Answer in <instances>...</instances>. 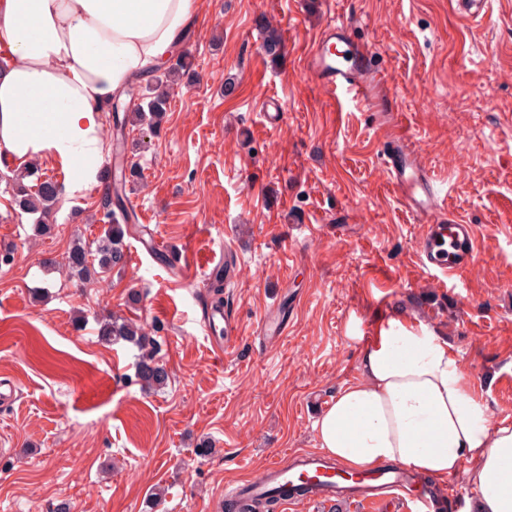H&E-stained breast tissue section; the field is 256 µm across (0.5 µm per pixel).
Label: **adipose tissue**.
Here are the masks:
<instances>
[{"instance_id": "ef3b65f1", "label": "adipose tissue", "mask_w": 512, "mask_h": 512, "mask_svg": "<svg viewBox=\"0 0 512 512\" xmlns=\"http://www.w3.org/2000/svg\"><path fill=\"white\" fill-rule=\"evenodd\" d=\"M193 20V0H0V152L19 168L56 157L72 170L68 196L99 184L103 113ZM314 429L350 469L459 475L476 492L465 512H512V423L491 421L460 359L417 315L379 324Z\"/></svg>"}]
</instances>
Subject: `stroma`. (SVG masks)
Here are the masks:
<instances>
[{
  "label": "stroma",
  "instance_id": "1",
  "mask_svg": "<svg viewBox=\"0 0 512 512\" xmlns=\"http://www.w3.org/2000/svg\"><path fill=\"white\" fill-rule=\"evenodd\" d=\"M194 11L180 51L196 76L169 86L160 131L119 133L104 120L108 152L140 172L126 187L154 240L140 262L70 278L73 244L102 233L101 195L60 197L50 231L37 232L11 203L13 165L0 155V250L13 252L0 265V377L19 392L0 407V512L63 501L71 512H224L225 485L318 450L314 400L355 378L366 345L348 336L353 317L366 332L416 308L493 420L512 422V25H465L448 0H194ZM332 16L385 63L393 111L314 89L303 56ZM269 26L283 43L275 58L263 49ZM265 95L282 102L274 129L258 110ZM398 133L481 237L474 272L450 297L428 284L422 226L380 164ZM176 247L236 262L224 309L241 335L228 355L204 329L205 276L155 257ZM273 308L288 326L266 342ZM108 314L156 327L164 390L137 383L135 345L99 340Z\"/></svg>",
  "mask_w": 512,
  "mask_h": 512
}]
</instances>
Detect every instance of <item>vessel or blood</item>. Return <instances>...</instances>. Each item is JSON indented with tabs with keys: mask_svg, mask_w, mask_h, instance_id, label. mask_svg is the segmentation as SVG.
I'll use <instances>...</instances> for the list:
<instances>
[{
	"mask_svg": "<svg viewBox=\"0 0 512 512\" xmlns=\"http://www.w3.org/2000/svg\"><path fill=\"white\" fill-rule=\"evenodd\" d=\"M489 3L450 0L458 19L467 25L487 18ZM304 61L314 88L330 100L346 98L370 104L389 96L384 68L376 64L369 44L354 37L349 24L328 22L308 45ZM381 160L390 188L406 211L423 224L417 239L422 266L436 271L442 286L470 274L478 251L476 229L451 211L420 146L410 138L396 136L384 144ZM223 321L220 327L212 321L206 326L212 348L221 354L233 348L239 334L234 318L227 315ZM274 489L280 490L285 507L349 496L364 512H385L393 502L413 504L417 512H440L444 502L458 495L449 487L441 492L422 491L413 497L405 471L376 467L352 474L310 452L274 461L259 477L225 486L224 498L230 501L243 494L261 495Z\"/></svg>",
	"mask_w": 512,
	"mask_h": 512,
	"instance_id": "1",
	"label": "vessel or blood"
}]
</instances>
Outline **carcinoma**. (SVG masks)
<instances>
[{"mask_svg": "<svg viewBox=\"0 0 512 512\" xmlns=\"http://www.w3.org/2000/svg\"><path fill=\"white\" fill-rule=\"evenodd\" d=\"M189 71L185 56H178L176 62L162 74L155 77L156 87L140 95V102L124 116L114 112L115 123L147 124L152 130L160 129L169 108L167 93L158 87L173 82ZM139 178V172L131 167L121 172L113 188V197L101 205L99 221L104 224L103 233L91 244H75L68 256L69 276L81 281H90L114 270L122 272L128 262L126 238L137 231L138 225L133 211L125 204L123 191L128 183ZM13 204L23 213L35 216L38 230L45 229L61 194V185L39 173L36 164H29L13 171ZM100 340L114 342L126 340L134 343L141 355L136 365V379L147 389H162L168 385L169 372L157 359V342L154 332L146 331L133 321L117 315H107L98 321ZM279 502L278 492L268 493L262 501L241 504L229 502L226 512H275Z\"/></svg>", "mask_w": 512, "mask_h": 512, "instance_id": "1", "label": "carcinoma"}]
</instances>
